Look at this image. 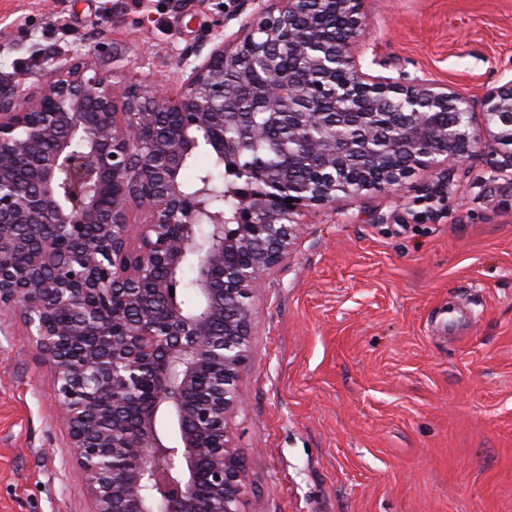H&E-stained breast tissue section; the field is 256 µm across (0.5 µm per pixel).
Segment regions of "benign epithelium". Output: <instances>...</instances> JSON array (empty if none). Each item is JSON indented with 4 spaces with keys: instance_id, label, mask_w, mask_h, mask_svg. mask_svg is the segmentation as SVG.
I'll list each match as a JSON object with an SVG mask.
<instances>
[{
    "instance_id": "1",
    "label": "benign epithelium",
    "mask_w": 512,
    "mask_h": 512,
    "mask_svg": "<svg viewBox=\"0 0 512 512\" xmlns=\"http://www.w3.org/2000/svg\"><path fill=\"white\" fill-rule=\"evenodd\" d=\"M276 2L255 0L238 39L215 34L164 91L148 74L117 89L92 51L59 56L32 88L0 87V311L20 312L54 371L94 512H246L231 421L254 297L303 209L398 192L478 151L512 169V77L476 102L371 76L358 62L365 0ZM284 51L305 80L282 67ZM450 107L465 120L441 122ZM260 121L281 134L277 164L252 154ZM202 135L245 175L227 224L181 179ZM133 207L145 223H130ZM188 264L194 307L179 288Z\"/></svg>"
}]
</instances>
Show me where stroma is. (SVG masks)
Returning <instances> with one entry per match:
<instances>
[{"mask_svg":"<svg viewBox=\"0 0 512 512\" xmlns=\"http://www.w3.org/2000/svg\"><path fill=\"white\" fill-rule=\"evenodd\" d=\"M363 72L471 98L512 74V0H367ZM252 0H0V82L119 53L121 85L233 40ZM255 297L232 420L250 512H512V174L486 158L315 206ZM471 321L449 332L448 308ZM54 374L0 314V512H93Z\"/></svg>","mask_w":512,"mask_h":512,"instance_id":"35a3bbf8","label":"stroma"}]
</instances>
